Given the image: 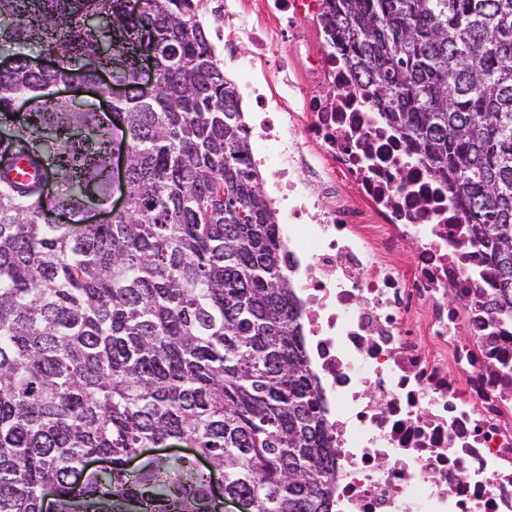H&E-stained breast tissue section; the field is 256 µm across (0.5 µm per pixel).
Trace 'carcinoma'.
<instances>
[{"label":"carcinoma","mask_w":512,"mask_h":512,"mask_svg":"<svg viewBox=\"0 0 512 512\" xmlns=\"http://www.w3.org/2000/svg\"><path fill=\"white\" fill-rule=\"evenodd\" d=\"M139 2L0 0V47L50 57L0 70V113L31 103L0 157H35L61 187L0 166V512L49 496L55 512H222L214 472L247 512H329L326 408L236 86L201 0ZM320 23L462 208L512 312V0H322ZM102 72L126 85L111 111L55 97ZM117 150L128 209L85 225ZM167 440L209 473L187 457L127 470ZM92 455L110 471L86 470Z\"/></svg>","instance_id":"cac0c4a2"}]
</instances>
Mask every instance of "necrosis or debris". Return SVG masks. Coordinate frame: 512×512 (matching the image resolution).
Listing matches in <instances>:
<instances>
[{
    "mask_svg": "<svg viewBox=\"0 0 512 512\" xmlns=\"http://www.w3.org/2000/svg\"><path fill=\"white\" fill-rule=\"evenodd\" d=\"M225 12L264 117L251 160L288 206L279 234L336 458L331 512H512V314L458 204L366 99L341 53L297 25L321 0ZM279 57L278 98L256 91Z\"/></svg>",
    "mask_w": 512,
    "mask_h": 512,
    "instance_id": "1",
    "label": "necrosis or debris"
}]
</instances>
